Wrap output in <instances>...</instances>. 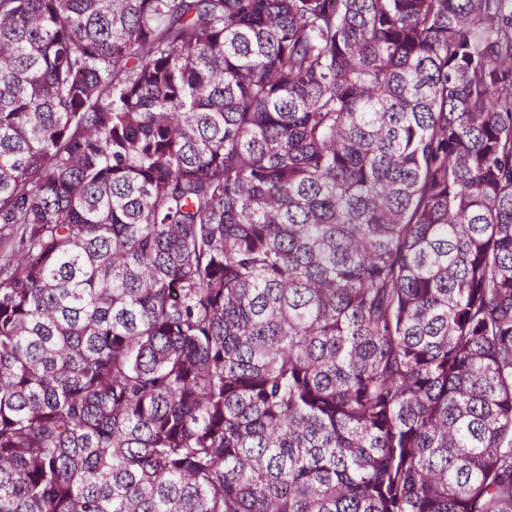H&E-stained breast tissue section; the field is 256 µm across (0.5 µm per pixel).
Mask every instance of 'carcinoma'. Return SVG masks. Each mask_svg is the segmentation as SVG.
<instances>
[{
	"label": "carcinoma",
	"mask_w": 512,
	"mask_h": 512,
	"mask_svg": "<svg viewBox=\"0 0 512 512\" xmlns=\"http://www.w3.org/2000/svg\"><path fill=\"white\" fill-rule=\"evenodd\" d=\"M0 512H512V0H0Z\"/></svg>",
	"instance_id": "1"
}]
</instances>
